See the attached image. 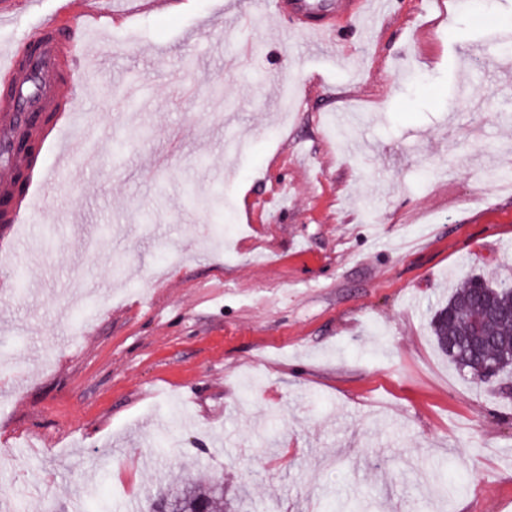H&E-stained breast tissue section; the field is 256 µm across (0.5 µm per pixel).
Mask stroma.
I'll list each match as a JSON object with an SVG mask.
<instances>
[{
	"mask_svg": "<svg viewBox=\"0 0 512 512\" xmlns=\"http://www.w3.org/2000/svg\"><path fill=\"white\" fill-rule=\"evenodd\" d=\"M178 2L93 35L97 164L68 131L55 193L0 223V512H152L188 476L224 512H512V387L429 329L468 276L512 279V187L485 180L512 170V0H405L330 43ZM14 3L21 53L55 3ZM218 186L224 224L185 196Z\"/></svg>",
	"mask_w": 512,
	"mask_h": 512,
	"instance_id": "stroma-1",
	"label": "stroma"
}]
</instances>
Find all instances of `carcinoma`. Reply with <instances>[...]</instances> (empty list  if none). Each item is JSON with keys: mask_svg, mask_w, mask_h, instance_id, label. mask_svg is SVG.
I'll return each mask as SVG.
<instances>
[{"mask_svg": "<svg viewBox=\"0 0 512 512\" xmlns=\"http://www.w3.org/2000/svg\"><path fill=\"white\" fill-rule=\"evenodd\" d=\"M440 352L455 368L475 377L485 365L512 371V283L494 284L477 275L455 289L430 320ZM158 508L162 512H224L219 488L176 482Z\"/></svg>", "mask_w": 512, "mask_h": 512, "instance_id": "carcinoma-1", "label": "carcinoma"}]
</instances>
